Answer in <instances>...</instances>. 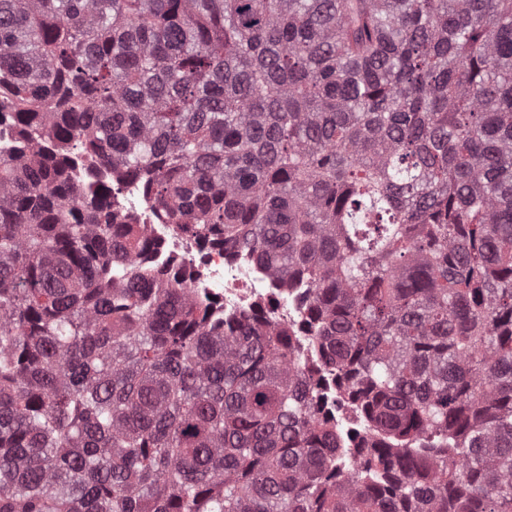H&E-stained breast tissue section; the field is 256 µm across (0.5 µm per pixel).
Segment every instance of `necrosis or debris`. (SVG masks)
Segmentation results:
<instances>
[{"label": "necrosis or debris", "mask_w": 512, "mask_h": 512, "mask_svg": "<svg viewBox=\"0 0 512 512\" xmlns=\"http://www.w3.org/2000/svg\"><path fill=\"white\" fill-rule=\"evenodd\" d=\"M116 205L129 222L147 225L158 245L150 259L154 272L183 278L194 299L212 309L228 314L255 312L272 326L298 324V342L305 356L313 357L309 334L301 328L305 298L310 294L308 286H283L269 267L253 261L248 254L221 247L201 248L176 224L157 216L138 181H126Z\"/></svg>", "instance_id": "obj_1"}]
</instances>
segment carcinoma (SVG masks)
<instances>
[{"instance_id": "cac0c4a2", "label": "carcinoma", "mask_w": 512, "mask_h": 512, "mask_svg": "<svg viewBox=\"0 0 512 512\" xmlns=\"http://www.w3.org/2000/svg\"><path fill=\"white\" fill-rule=\"evenodd\" d=\"M2 112L0 512H512V0H0ZM128 178L319 360L146 279ZM351 425L350 412L344 407L336 419V435L340 440V446L343 447L339 448V451L343 452L346 456L352 455L355 449L356 433H359V430Z\"/></svg>"}]
</instances>
